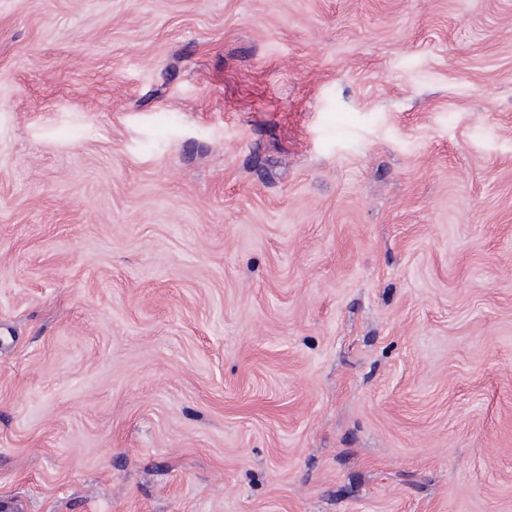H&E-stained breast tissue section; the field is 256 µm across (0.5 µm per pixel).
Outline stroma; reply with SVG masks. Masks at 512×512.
Returning <instances> with one entry per match:
<instances>
[{
	"label": "stroma",
	"mask_w": 512,
	"mask_h": 512,
	"mask_svg": "<svg viewBox=\"0 0 512 512\" xmlns=\"http://www.w3.org/2000/svg\"><path fill=\"white\" fill-rule=\"evenodd\" d=\"M0 512H512V0H0Z\"/></svg>",
	"instance_id": "1"
}]
</instances>
